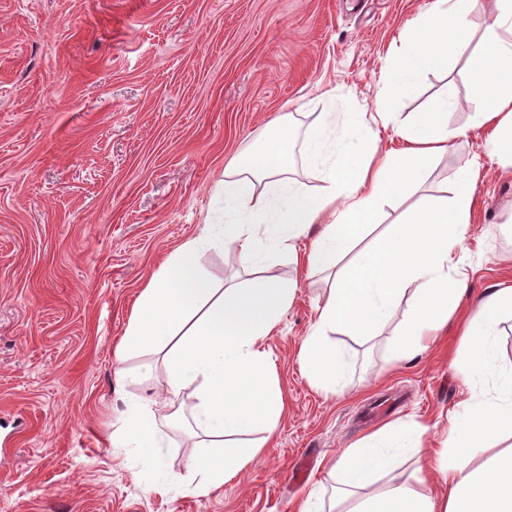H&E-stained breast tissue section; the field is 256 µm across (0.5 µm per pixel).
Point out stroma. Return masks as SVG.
<instances>
[{
  "mask_svg": "<svg viewBox=\"0 0 512 512\" xmlns=\"http://www.w3.org/2000/svg\"><path fill=\"white\" fill-rule=\"evenodd\" d=\"M431 0H0V512H297L332 459L372 427L360 413L406 396L402 417L438 442L466 398L452 362L465 318L486 292L512 286V171L472 131L465 57L423 74L401 116L443 90L452 127L469 128L429 185L478 165L472 223L456 262L461 304L437 341L393 357L396 307L382 335H336L349 366L329 393L306 377L299 349L327 292L288 255L269 271L296 281L267 338L287 399L260 458L220 490L184 489L196 453L194 386L165 392L160 355L115 358L140 289L175 247L199 235L212 188L234 156L286 113L377 112L387 52ZM156 417L180 406L151 463L112 435L131 405ZM303 485L290 475L305 456Z\"/></svg>",
  "mask_w": 512,
  "mask_h": 512,
  "instance_id": "stroma-1",
  "label": "stroma"
}]
</instances>
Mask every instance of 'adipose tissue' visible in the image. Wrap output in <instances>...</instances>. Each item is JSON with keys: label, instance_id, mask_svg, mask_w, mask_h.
<instances>
[{"label": "adipose tissue", "instance_id": "1", "mask_svg": "<svg viewBox=\"0 0 512 512\" xmlns=\"http://www.w3.org/2000/svg\"><path fill=\"white\" fill-rule=\"evenodd\" d=\"M487 9L492 17L481 47L468 53L470 104L488 152L512 165V0H432L389 52L393 83L377 118L393 126L399 147L382 148L362 112L314 113L299 145L295 118H276L263 146L225 167L214 188L223 212L207 216L203 232L170 253L141 289L117 355L161 354L171 396L194 385L200 451L189 463L187 493L206 496L233 480L262 451L261 444L237 441V433L273 435L285 410L263 343L290 307L294 286L260 276L272 258L285 253L307 275L332 274L299 353L309 378L328 391L348 366L330 334L380 335L402 303L404 320L392 345L406 358L425 351L456 310L466 285L454 274V257L471 222L478 173L458 169L448 197L428 195L426 181L434 161L447 157L452 141L467 131L448 125L457 105L452 94L407 120L397 119L393 103L419 75L447 69L467 53L471 19ZM302 169L318 174L320 189L300 181ZM394 197L406 207L390 231L349 259ZM306 236L309 247L298 250ZM227 245L236 247L250 282L217 285L199 273L203 256ZM509 318L512 287L499 288L479 302L464 328L459 371L468 397L432 451L446 494L424 492L422 468L404 480L396 475L399 461L419 456L428 431L397 420L359 439L332 467L336 503H348L347 512H512V363L499 357L501 326ZM117 442L162 463V431L149 405L127 411Z\"/></svg>", "mask_w": 512, "mask_h": 512}]
</instances>
